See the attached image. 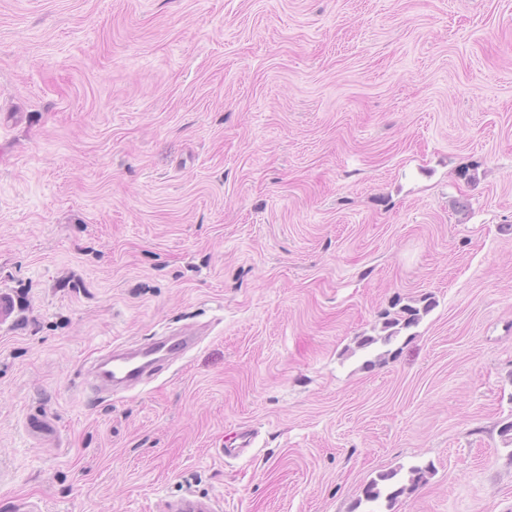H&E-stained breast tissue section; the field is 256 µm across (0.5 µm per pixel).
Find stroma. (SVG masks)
<instances>
[{"mask_svg":"<svg viewBox=\"0 0 512 512\" xmlns=\"http://www.w3.org/2000/svg\"><path fill=\"white\" fill-rule=\"evenodd\" d=\"M1 289L0 512H512V0H0ZM383 322V330L389 331L384 336H366L362 338L358 344L361 349L370 350L374 345L381 342L382 344H390L391 341L398 337L402 329L410 328L418 324L421 319V309L411 305H404L402 308L393 313H385ZM178 336L153 339L145 344L111 349L100 354L86 371L87 385L93 394L112 395V393L129 391L141 385L157 371L146 372L142 365L149 357L159 355L164 363L181 359L199 341L197 331L185 329L176 333ZM146 359L137 363V358ZM432 469V466L429 465L411 467L409 470V486L401 484L396 479L399 473L397 470L378 474L376 478L363 486L361 495L356 502V508L364 504L367 510L360 512H389L378 510V508L384 504L385 508L390 510L406 491L411 492L419 485L425 484Z\"/></svg>","mask_w":512,"mask_h":512,"instance_id":"stroma-1","label":"stroma"}]
</instances>
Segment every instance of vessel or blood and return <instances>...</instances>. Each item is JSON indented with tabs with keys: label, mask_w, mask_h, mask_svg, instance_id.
Here are the masks:
<instances>
[{
	"label": "vessel or blood",
	"mask_w": 512,
	"mask_h": 512,
	"mask_svg": "<svg viewBox=\"0 0 512 512\" xmlns=\"http://www.w3.org/2000/svg\"><path fill=\"white\" fill-rule=\"evenodd\" d=\"M198 341L197 331L185 329L171 338L105 351L87 369V385L98 396L135 389L149 377L144 359L157 355L164 362L172 363L181 359Z\"/></svg>",
	"instance_id": "1"
}]
</instances>
